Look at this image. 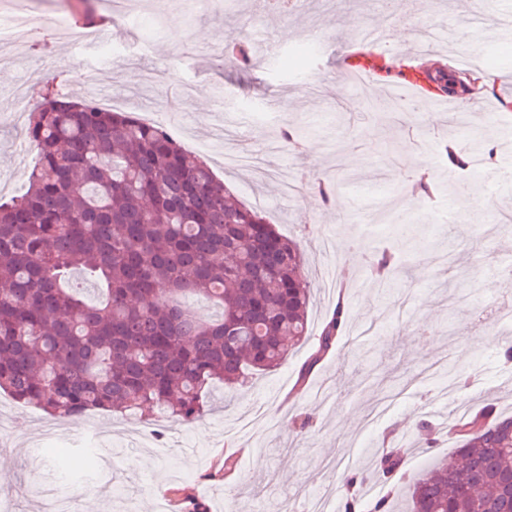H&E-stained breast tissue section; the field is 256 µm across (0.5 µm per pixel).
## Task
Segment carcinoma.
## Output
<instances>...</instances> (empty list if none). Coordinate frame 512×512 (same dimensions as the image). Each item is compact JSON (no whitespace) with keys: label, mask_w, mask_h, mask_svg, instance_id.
Segmentation results:
<instances>
[{"label":"carcinoma","mask_w":512,"mask_h":512,"mask_svg":"<svg viewBox=\"0 0 512 512\" xmlns=\"http://www.w3.org/2000/svg\"><path fill=\"white\" fill-rule=\"evenodd\" d=\"M243 39L224 50L245 66ZM25 134L36 151L25 193L0 197V389L60 418L156 407L180 422L204 413L205 386L276 368L307 331L311 286L297 244L219 182L162 125L91 100L46 95ZM448 168L470 151L444 146ZM79 269L94 304L72 282ZM381 283L408 276L378 253ZM219 304L203 321L179 301ZM328 322L301 378L332 349ZM455 460L412 487L407 512H512V416L491 407L452 425ZM89 449L63 462L79 472ZM364 473L344 478L345 512L364 506Z\"/></svg>","instance_id":"carcinoma-1"}]
</instances>
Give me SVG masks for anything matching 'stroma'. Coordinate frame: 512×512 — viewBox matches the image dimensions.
Wrapping results in <instances>:
<instances>
[{"label":"stroma","instance_id":"1","mask_svg":"<svg viewBox=\"0 0 512 512\" xmlns=\"http://www.w3.org/2000/svg\"><path fill=\"white\" fill-rule=\"evenodd\" d=\"M161 8L153 30L130 27L123 13L98 0H47L32 35L0 43V195L20 193L35 153L5 117L29 112L42 91L117 100L121 111L165 124L183 148L222 142L242 165L207 163L216 178L248 206L261 210L305 254L314 288L308 332L287 362L254 375L236 389L214 383L204 415L191 424L164 415L94 412L91 419H57L42 439L34 429L41 410L0 391V414L11 422L0 434V499L11 512H43L40 490L74 499L79 512H271L305 498L335 500L349 470L367 473L376 494L392 493L404 512L410 489L431 464L449 458L459 404L493 406L512 415V360L506 339L485 315L493 303L512 302V275L499 261L512 243L500 222L512 211V178L469 177L480 205L473 220L439 222L444 210L462 211L448 192L440 144L471 136L481 142L512 136V101L504 73L512 50L488 47L497 76L470 98L486 100L475 122L455 124L439 112L380 111L372 92L343 87L336 54L379 22L374 0H302L283 15L263 0H143ZM277 42L243 68L221 62L230 36ZM121 45L139 66L111 65L97 83L81 74L99 61V44ZM288 125L307 129L302 151L276 141ZM329 178L341 210L313 194L283 196L278 172ZM426 174L432 202L408 207L406 183ZM401 252L408 280L374 285L367 268L375 254ZM350 321L332 351L303 373L325 322L336 307L341 280ZM435 429L424 445L422 423ZM109 451L82 474L63 476L58 463L84 449ZM396 450L404 477L392 483L376 468L379 449ZM235 454L236 469L224 473Z\"/></svg>","mask_w":512,"mask_h":512}]
</instances>
